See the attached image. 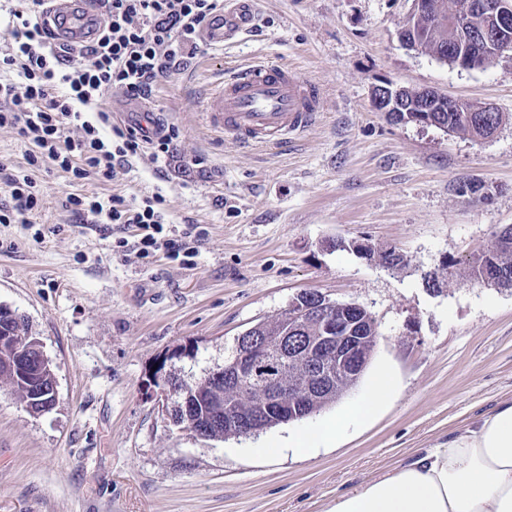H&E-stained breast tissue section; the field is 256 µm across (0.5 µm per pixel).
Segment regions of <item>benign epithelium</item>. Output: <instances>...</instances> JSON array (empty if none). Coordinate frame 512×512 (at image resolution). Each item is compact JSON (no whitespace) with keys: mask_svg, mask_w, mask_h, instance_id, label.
<instances>
[{"mask_svg":"<svg viewBox=\"0 0 512 512\" xmlns=\"http://www.w3.org/2000/svg\"><path fill=\"white\" fill-rule=\"evenodd\" d=\"M435 0H412L407 23L400 32L403 45L415 49L421 46L422 38L415 28V21L421 16L438 13ZM471 13H480L487 23L478 31L465 29V19ZM452 22L463 30L464 38L447 51V60L454 67L464 70H478L487 65L490 54L500 55L512 51V0H462ZM416 106L407 108L408 98L404 88L389 83L378 88L373 99L377 111L385 113L393 122H400V113L412 110L420 113L418 125L445 127L436 116L438 112L461 111L460 100L424 88L414 91ZM363 309L354 302H339L315 293V301L307 303L299 298L288 306V319L294 328L312 322L316 335L308 337L304 358L310 363L311 377L298 386L288 382V377L279 373L265 375L263 393L257 402L258 419L250 416L231 415L224 418V430L234 437H247L260 431L256 421L269 424H283L299 421L317 413L316 406L322 394L342 374L356 375L361 369L365 354L360 345L362 336L345 331L348 315ZM12 349L17 358L12 360L15 370L38 376L49 368L51 360L42 345L28 340L26 336L0 333V350ZM288 355L286 336H239L232 357L224 367L209 372L217 383L228 385L247 384L258 379L261 372L269 369L274 357ZM288 392V402L281 401L280 394ZM181 420L184 428L206 439L211 433L208 424L202 425L194 416L192 406L183 402Z\"/></svg>","mask_w":512,"mask_h":512,"instance_id":"benign-epithelium-1","label":"benign epithelium"}]
</instances>
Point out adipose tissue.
<instances>
[{
  "label": "adipose tissue",
  "mask_w": 512,
  "mask_h": 512,
  "mask_svg": "<svg viewBox=\"0 0 512 512\" xmlns=\"http://www.w3.org/2000/svg\"><path fill=\"white\" fill-rule=\"evenodd\" d=\"M327 512H512V402Z\"/></svg>",
  "instance_id": "adipose-tissue-1"
}]
</instances>
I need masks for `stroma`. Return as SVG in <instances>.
Returning <instances> with one entry per match:
<instances>
[{"label": "stroma", "instance_id": "stroma-1", "mask_svg": "<svg viewBox=\"0 0 512 512\" xmlns=\"http://www.w3.org/2000/svg\"><path fill=\"white\" fill-rule=\"evenodd\" d=\"M247 33L201 46L141 110L179 132L159 165L109 181L31 166L0 127V163L29 174L33 224H0V305L23 316L52 362L57 403L30 413L0 383V512H326L415 454L512 401V288L469 263L512 225V52L460 70L404 46L411 0H252ZM288 64L323 87L318 122L288 148H246L206 125L210 82L243 65ZM431 88L505 120L477 140L397 124L376 86ZM166 200L165 233L196 224L194 264L147 259L77 223L68 195ZM371 244L376 259L355 247ZM394 250L404 263L378 260ZM436 273L438 289L424 276ZM319 291L370 311L379 332L356 386L320 412L257 435L202 441L145 386L153 366L187 383L223 365L238 336ZM383 366L397 380L375 417L348 419ZM340 423L313 452L265 441Z\"/></svg>", "mask_w": 512, "mask_h": 512}]
</instances>
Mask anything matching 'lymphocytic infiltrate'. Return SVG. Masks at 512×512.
Segmentation results:
<instances>
[{
    "instance_id": "lymphocytic-infiltrate-1",
    "label": "lymphocytic infiltrate",
    "mask_w": 512,
    "mask_h": 512,
    "mask_svg": "<svg viewBox=\"0 0 512 512\" xmlns=\"http://www.w3.org/2000/svg\"><path fill=\"white\" fill-rule=\"evenodd\" d=\"M105 20L94 45L60 55L45 46L38 20L39 0L9 14L13 40L0 47V126L16 129L34 144L31 165L49 164L72 180H110L131 158L151 145L153 160L173 156L178 134L158 125L149 131L139 120L113 126L100 103L119 92L128 103L151 98L155 87L188 66L204 29L223 10V0H102ZM96 120H89V113ZM10 200L0 203V224L27 223L39 207L36 183L29 175L7 174ZM162 195L143 202L120 196L68 195L66 205L80 223L111 233L113 225L135 228L132 250L145 259L157 250L192 261L202 236L197 225L166 235L169 216Z\"/></svg>"
}]
</instances>
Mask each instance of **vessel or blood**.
<instances>
[{"instance_id":"1","label":"vessel or blood","mask_w":512,"mask_h":512,"mask_svg":"<svg viewBox=\"0 0 512 512\" xmlns=\"http://www.w3.org/2000/svg\"><path fill=\"white\" fill-rule=\"evenodd\" d=\"M252 20L238 6L227 19L203 34L208 46L220 47ZM46 43L75 48L96 41L103 24L98 0H43L40 13ZM323 89L284 63L256 62L212 84L203 105L207 124L246 146L281 148L304 134L322 112Z\"/></svg>"}]
</instances>
